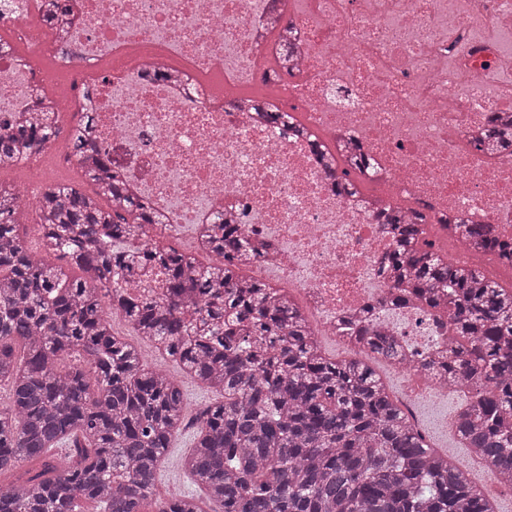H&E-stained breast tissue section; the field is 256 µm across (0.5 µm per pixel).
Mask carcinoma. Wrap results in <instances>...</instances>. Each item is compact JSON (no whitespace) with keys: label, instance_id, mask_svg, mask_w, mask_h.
Returning <instances> with one entry per match:
<instances>
[{"label":"carcinoma","instance_id":"obj_1","mask_svg":"<svg viewBox=\"0 0 512 512\" xmlns=\"http://www.w3.org/2000/svg\"><path fill=\"white\" fill-rule=\"evenodd\" d=\"M68 9V0H45L43 20L57 27ZM283 41L275 32V74L290 72ZM248 108L270 125L284 119L268 102ZM92 120L83 108L68 148L97 191L50 185L36 207L45 249L85 276L25 245L21 193L0 182V382L10 385L0 475L20 460L38 465L0 485V512H75L80 499L104 512H142L148 500L156 512H203L192 494L156 493L163 458L189 427L184 466L221 512H491L486 492L444 463L369 365L325 356L296 305L246 277L251 242L224 215L209 230L215 264L151 237L152 210L89 141ZM288 130L323 157L338 193L358 192L370 167L360 146L331 147L293 117ZM59 133L51 112L0 130V169L40 154ZM509 146L512 121L475 141L483 151ZM381 216L394 238L380 269L401 288L394 305L448 307L455 336L453 349L418 370L467 387L456 431L491 478L512 485V287L440 255L425 238L424 211L386 205ZM448 228L476 250L512 258V243L483 224ZM147 265L163 270L160 296L132 291ZM107 305L224 401L187 420L179 382L145 368L141 351L103 326ZM362 335L371 354L398 363L393 338ZM66 444L77 451L45 460L49 447Z\"/></svg>","mask_w":512,"mask_h":512}]
</instances>
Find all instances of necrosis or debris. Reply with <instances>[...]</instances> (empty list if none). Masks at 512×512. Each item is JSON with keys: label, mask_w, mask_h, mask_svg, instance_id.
Returning a JSON list of instances; mask_svg holds the SVG:
<instances>
[{"label": "necrosis or debris", "mask_w": 512, "mask_h": 512, "mask_svg": "<svg viewBox=\"0 0 512 512\" xmlns=\"http://www.w3.org/2000/svg\"><path fill=\"white\" fill-rule=\"evenodd\" d=\"M72 4L60 33L30 0H0V27L30 53L61 36L74 51L38 75L0 51V128L90 100L93 140L186 252L204 258L203 220L227 213L264 249L247 275L276 276L317 335L344 340L338 319L366 315L407 356L447 350V326L389 303L394 284L379 267L392 239L376 203L428 207L442 243L448 218L512 241V153L469 145L491 116L512 113V0H289L296 67L275 81L258 64L274 0ZM153 66L181 83L146 77ZM240 98L273 103L324 140L362 144L377 170L369 192L338 194L305 138L237 110Z\"/></svg>", "instance_id": "obj_1"}]
</instances>
